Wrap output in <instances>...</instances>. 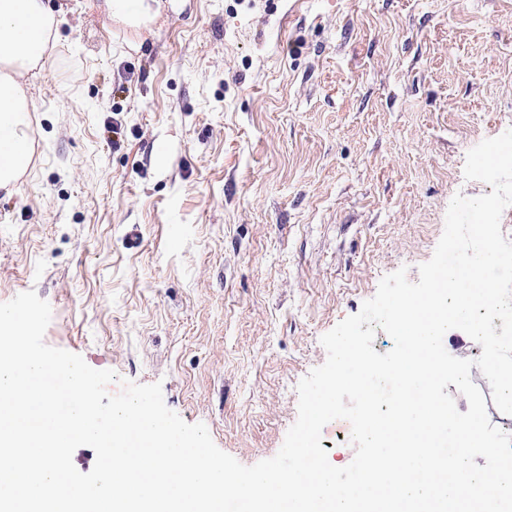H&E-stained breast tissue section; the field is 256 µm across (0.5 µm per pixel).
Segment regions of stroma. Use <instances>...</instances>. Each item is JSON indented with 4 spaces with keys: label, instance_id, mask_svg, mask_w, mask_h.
Returning <instances> with one entry per match:
<instances>
[{
    "label": "stroma",
    "instance_id": "35a3bbf8",
    "mask_svg": "<svg viewBox=\"0 0 512 512\" xmlns=\"http://www.w3.org/2000/svg\"><path fill=\"white\" fill-rule=\"evenodd\" d=\"M46 2L0 303L35 290L45 343L110 393L161 383L241 464L272 458L322 335L491 193L464 164L512 128V0H161L141 30Z\"/></svg>",
    "mask_w": 512,
    "mask_h": 512
}]
</instances>
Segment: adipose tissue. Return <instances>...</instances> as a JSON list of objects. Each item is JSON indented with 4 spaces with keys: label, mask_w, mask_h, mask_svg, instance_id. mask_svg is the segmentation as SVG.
Masks as SVG:
<instances>
[{
    "label": "adipose tissue",
    "mask_w": 512,
    "mask_h": 512,
    "mask_svg": "<svg viewBox=\"0 0 512 512\" xmlns=\"http://www.w3.org/2000/svg\"><path fill=\"white\" fill-rule=\"evenodd\" d=\"M56 20L45 0H0V190H10L31 161L24 78L42 64Z\"/></svg>",
    "instance_id": "adipose-tissue-1"
}]
</instances>
